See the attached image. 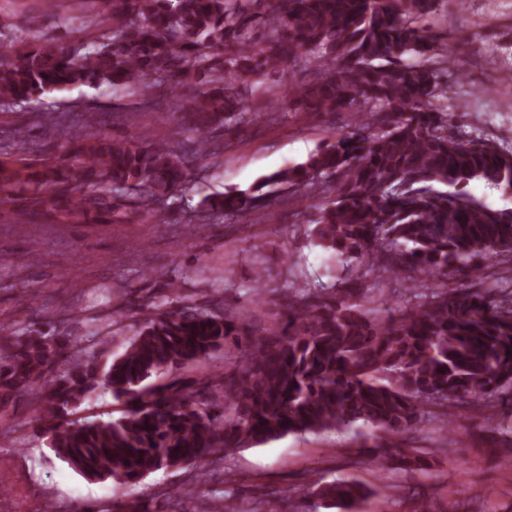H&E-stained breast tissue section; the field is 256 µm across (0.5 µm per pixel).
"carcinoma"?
Here are the masks:
<instances>
[{"mask_svg": "<svg viewBox=\"0 0 512 512\" xmlns=\"http://www.w3.org/2000/svg\"><path fill=\"white\" fill-rule=\"evenodd\" d=\"M437 0H101L112 28L91 47L54 40L26 43L0 16V105L29 102L70 85L123 87L159 80L205 86L188 100L183 122L199 139L184 150L205 155L214 126L249 113L257 80L304 61L317 76L288 86L272 107L286 114L356 112L358 120L302 163L251 191L208 195L216 215L271 216L264 188L324 184L333 199L313 221L314 244L334 252L341 270L368 258L388 273H417L425 301L389 318L365 306L359 288L327 295L286 291L282 327L259 328L222 305L184 301L180 282L150 308L123 353L103 359L108 326L85 317L71 344L52 324L20 328L0 319V418L30 394L29 423L68 466L92 480L135 483L161 469L186 468L189 480L158 493L168 512H237L228 489L208 497L197 484L219 476L223 453L286 434L359 425L380 432L360 455L376 469L419 468L425 458L401 443L430 403L469 406L512 390V298L493 290L448 288V271L477 258L512 256V207L493 209L469 190L483 181L512 196V154L475 136L448 137L441 65L459 67L458 44L418 21ZM417 59L404 63V56ZM67 164L28 144L0 160V205L29 186L25 224H131L188 178L180 155L148 132L114 137L89 124L70 141L54 124ZM234 364L202 378L191 371L229 344ZM103 388L123 406L108 420L79 421L77 410ZM325 509L356 512L370 488L353 480L314 484Z\"/></svg>", "mask_w": 512, "mask_h": 512, "instance_id": "carcinoma-1", "label": "carcinoma"}]
</instances>
